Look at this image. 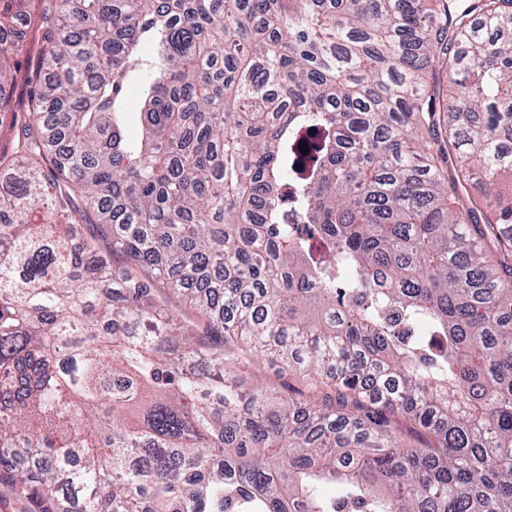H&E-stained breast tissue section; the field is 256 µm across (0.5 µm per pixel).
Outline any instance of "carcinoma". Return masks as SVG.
<instances>
[{"label": "carcinoma", "instance_id": "cac0c4a2", "mask_svg": "<svg viewBox=\"0 0 512 512\" xmlns=\"http://www.w3.org/2000/svg\"><path fill=\"white\" fill-rule=\"evenodd\" d=\"M30 2L0 0V122L49 44L0 155V485L512 512V0ZM263 361L303 387L245 389ZM46 50L47 46L42 39L41 33L32 28L26 29L20 45V51L14 58L16 66L20 71V76L25 73H34Z\"/></svg>", "mask_w": 512, "mask_h": 512}]
</instances>
